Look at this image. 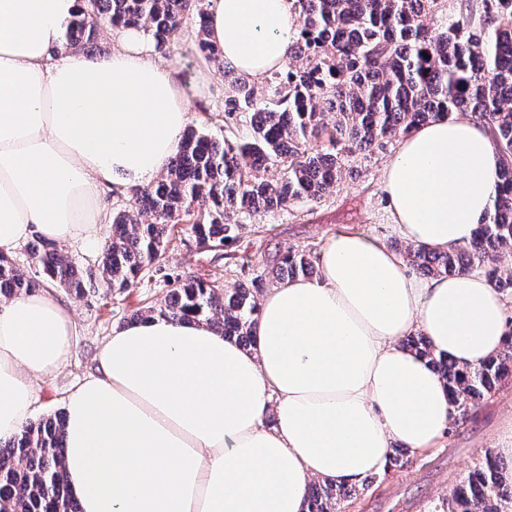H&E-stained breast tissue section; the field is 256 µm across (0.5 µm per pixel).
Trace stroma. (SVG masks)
Listing matches in <instances>:
<instances>
[{"label":"stroma","instance_id":"1","mask_svg":"<svg viewBox=\"0 0 512 512\" xmlns=\"http://www.w3.org/2000/svg\"><path fill=\"white\" fill-rule=\"evenodd\" d=\"M196 35L195 21H188L163 57L178 69L183 90L192 102L191 127L220 137L224 134V118L215 107L224 75L217 64L191 54ZM396 149V142L391 141L371 154L349 158L355 175L343 178L326 201L248 218L228 246L198 247L183 226H176L163 260L144 272L129 290L102 288L96 295L80 297L54 287L57 301L72 313L76 343L68 364L57 374L38 381L35 418L61 411L67 392L93 373L95 356L104 339L130 321L136 311L163 305L174 279L194 277L230 290L258 278L263 288L269 289L278 284L270 272L272 260L287 247L316 254L329 236L344 229L395 242L382 174ZM510 413L512 381L479 402L468 417L453 419L440 448L413 457L406 469L359 491L345 512H441L453 488L486 453L493 451L500 421Z\"/></svg>","mask_w":512,"mask_h":512}]
</instances>
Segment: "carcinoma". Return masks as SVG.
<instances>
[{
    "label": "carcinoma",
    "mask_w": 512,
    "mask_h": 512,
    "mask_svg": "<svg viewBox=\"0 0 512 512\" xmlns=\"http://www.w3.org/2000/svg\"><path fill=\"white\" fill-rule=\"evenodd\" d=\"M445 2L294 0L299 26L288 67L260 85L227 67L228 135L183 134L167 173L112 216V240L97 271L80 272L55 245L36 238L26 247L38 263L31 276L0 255V295L38 288L42 276L79 295L126 290L162 259L175 225H188L199 246L220 248L237 237L247 216L322 202L351 154L372 153L456 112L487 123L501 156L492 212L466 247L409 248L406 257L434 276L482 268L494 288L512 294V272L496 266L499 254L512 249V0H479L477 16L467 8L452 12ZM190 19L198 26L194 50L224 63L206 39L204 0H86L69 22L66 42L91 51L105 28L141 27L156 49L166 50ZM244 116L249 133L240 137L234 129ZM315 262L290 247L277 255L272 272L280 280L310 278ZM257 292L256 283L226 294L201 280H177L165 304L148 313L204 321L250 347ZM406 346L440 373L457 416L512 381V338L495 356L465 369L435 356L420 334ZM65 472L63 414L26 423L0 440V512H80ZM350 498L347 487L313 483L306 512H342ZM511 503L512 478L488 454L448 497V512H504Z\"/></svg>",
    "instance_id": "carcinoma-1"
}]
</instances>
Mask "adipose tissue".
<instances>
[{
    "label": "adipose tissue",
    "mask_w": 512,
    "mask_h": 512,
    "mask_svg": "<svg viewBox=\"0 0 512 512\" xmlns=\"http://www.w3.org/2000/svg\"><path fill=\"white\" fill-rule=\"evenodd\" d=\"M84 0H0V254L39 237L104 241L102 188L169 167L191 118L173 64L145 31H113L104 56L65 47ZM207 37L259 80L298 29L293 0H207ZM499 156L472 118L401 139L382 188L407 243L468 244L496 195ZM512 304L474 272L419 280L381 239L329 237L319 275L269 289L247 350L197 321L113 329L94 375L65 399L67 487L81 512H305L311 479L354 484L394 446L438 447L446 383L403 346L421 333L469 367L494 356ZM76 325L50 292L0 303V439L25 425L37 380L71 359Z\"/></svg>",
    "instance_id": "ef3b65f1"
}]
</instances>
